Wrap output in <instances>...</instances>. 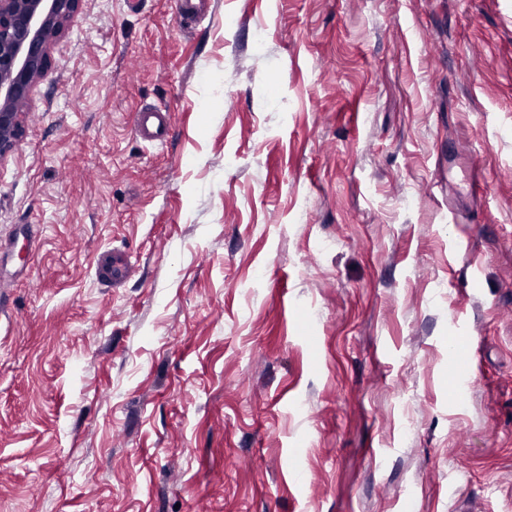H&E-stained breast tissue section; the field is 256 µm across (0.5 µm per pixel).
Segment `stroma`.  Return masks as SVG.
<instances>
[{
  "mask_svg": "<svg viewBox=\"0 0 512 512\" xmlns=\"http://www.w3.org/2000/svg\"><path fill=\"white\" fill-rule=\"evenodd\" d=\"M0 512H512V0H83L0 157ZM133 130L136 137L149 146L164 145L170 133L168 113L156 108H142L133 112ZM97 267L100 279L111 282L113 285L125 283L131 279L137 271L136 264L127 255L117 256L115 252L111 257L101 259L99 257Z\"/></svg>",
  "mask_w": 512,
  "mask_h": 512,
  "instance_id": "1",
  "label": "stroma"
}]
</instances>
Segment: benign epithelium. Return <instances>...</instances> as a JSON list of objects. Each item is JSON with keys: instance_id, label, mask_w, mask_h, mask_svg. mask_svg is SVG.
<instances>
[{"instance_id": "1", "label": "benign epithelium", "mask_w": 512, "mask_h": 512, "mask_svg": "<svg viewBox=\"0 0 512 512\" xmlns=\"http://www.w3.org/2000/svg\"><path fill=\"white\" fill-rule=\"evenodd\" d=\"M82 0H0V157L22 132L21 115L50 50Z\"/></svg>"}]
</instances>
